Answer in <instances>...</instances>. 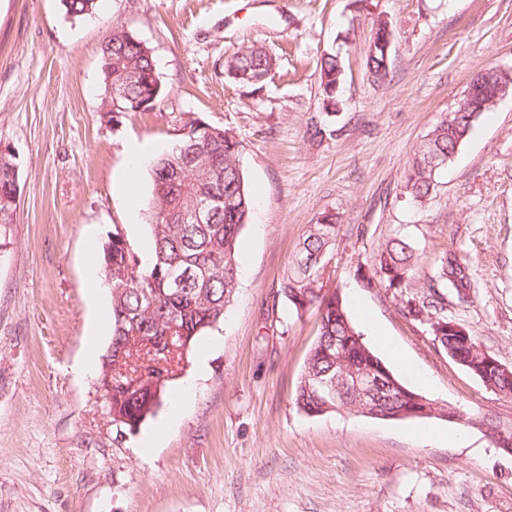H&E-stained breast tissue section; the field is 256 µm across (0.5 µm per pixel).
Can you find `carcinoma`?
<instances>
[{
	"label": "carcinoma",
	"instance_id": "carcinoma-1",
	"mask_svg": "<svg viewBox=\"0 0 512 512\" xmlns=\"http://www.w3.org/2000/svg\"><path fill=\"white\" fill-rule=\"evenodd\" d=\"M74 16L92 13L99 0H63ZM386 20L378 21L366 52L368 71L378 79L388 74V59L379 48ZM101 71L107 95L103 111L113 102L112 86L120 84V108L136 112L152 93L149 78L157 73L145 42L127 38L117 25L103 39ZM276 58L261 47L242 51L225 64L240 82L258 85L275 69ZM343 77L337 55L325 54L319 80L333 97ZM479 114L458 112L442 119L414 151L402 194L422 205L431 199L437 158L452 159L470 136ZM195 122L183 125L178 144L158 155L151 166V192L146 200L150 218L152 256L141 260L120 228L102 245L98 257L101 275L112 290L111 342L102 355L98 388L109 398L112 423L130 433L160 405L168 382L161 372L182 360L205 331L224 320L237 288L238 243L249 220L253 201L240 166L241 143L231 129L211 127L196 132ZM19 171L15 158L0 156V240L16 218L11 204ZM224 199L223 210L197 222L194 205L210 198ZM336 215L325 213L306 225L297 252L284 271L279 294L296 314L316 308L319 332L296 389L295 404L312 416L353 410L381 420H404L429 410L440 417L438 404L406 387L367 346L363 333L350 319L340 294L322 292L326 259L336 245ZM421 254L408 237L395 235L378 245L365 276L368 288H383L396 299L403 317L425 327L438 349L465 367L494 394L512 400V367L488 362L492 353L476 338L465 344L448 329V295L469 303L474 283L468 263L448 249L427 274L419 275ZM487 427L491 437L503 431L512 438V423L496 422L478 413L471 416Z\"/></svg>",
	"mask_w": 512,
	"mask_h": 512
}]
</instances>
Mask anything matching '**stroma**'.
Segmentation results:
<instances>
[{"label": "stroma", "instance_id": "obj_1", "mask_svg": "<svg viewBox=\"0 0 512 512\" xmlns=\"http://www.w3.org/2000/svg\"><path fill=\"white\" fill-rule=\"evenodd\" d=\"M380 16L392 32L383 80L364 53ZM116 23L151 48L163 88L153 111L117 122L102 109L100 68ZM253 45L277 59L259 88L224 73ZM326 52L344 67L332 113ZM492 67L512 71V0H101L84 16L62 0H0V143L20 188L0 248V512H512V455L484 430L455 447L438 436L456 421L298 410L319 319L279 295L306 225L335 213L324 286L383 330L386 343L370 336L369 347L411 390L512 422V401L364 285L372 251L396 234L415 240L424 273L456 250L475 294L448 314L512 366V98L481 116L429 202L401 194L416 146ZM194 118L241 142L253 209L237 290L200 338L204 379L186 363L131 434L108 417L97 372H75L97 313L88 278L113 225L137 250L151 245L145 212L127 208L149 196L151 176L125 185L127 141L173 147Z\"/></svg>", "mask_w": 512, "mask_h": 512}]
</instances>
